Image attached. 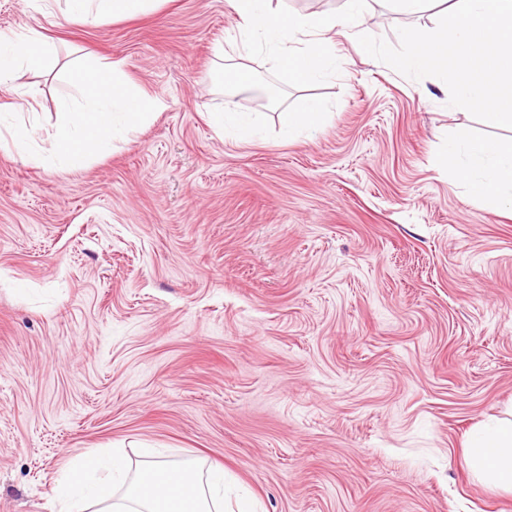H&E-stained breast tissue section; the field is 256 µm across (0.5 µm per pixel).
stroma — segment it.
Listing matches in <instances>:
<instances>
[{
	"label": "stroma",
	"instance_id": "stroma-1",
	"mask_svg": "<svg viewBox=\"0 0 512 512\" xmlns=\"http://www.w3.org/2000/svg\"><path fill=\"white\" fill-rule=\"evenodd\" d=\"M368 0L333 34L340 72L290 87L334 99L321 131L217 134L229 0H169L89 28L0 0V31L42 28L51 67L23 72L37 131L78 94L65 74L119 62L166 108L70 170L0 155V512H54L68 461L146 445L224 469L254 512H512L466 461L512 412V206H482L438 161L449 139H506L360 47L435 28Z\"/></svg>",
	"mask_w": 512,
	"mask_h": 512
}]
</instances>
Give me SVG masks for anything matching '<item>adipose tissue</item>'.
<instances>
[{"label": "adipose tissue", "mask_w": 512, "mask_h": 512, "mask_svg": "<svg viewBox=\"0 0 512 512\" xmlns=\"http://www.w3.org/2000/svg\"><path fill=\"white\" fill-rule=\"evenodd\" d=\"M167 0H61L58 22L95 27L157 10ZM54 45L41 29L0 33V87L13 89L0 103V151L36 168L66 169L108 152L114 140L147 122L164 102L132 85L115 64L84 60L72 75L79 100L62 103L53 132L36 141L25 114L34 112L32 91L15 86L22 69L50 64ZM440 162L489 206L512 204V139H452ZM469 461L490 487L512 486V419L476 431ZM142 471L129 477L122 449L97 448L81 455L51 490L59 512H223L224 472L201 461L173 464L155 449L144 451ZM124 494H117V487Z\"/></svg>", "instance_id": "ef3b65f1"}]
</instances>
